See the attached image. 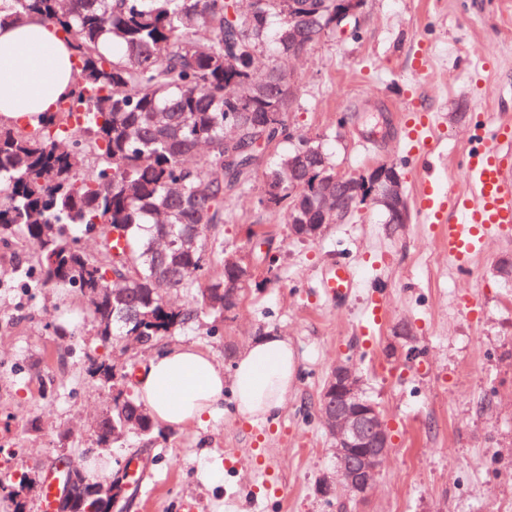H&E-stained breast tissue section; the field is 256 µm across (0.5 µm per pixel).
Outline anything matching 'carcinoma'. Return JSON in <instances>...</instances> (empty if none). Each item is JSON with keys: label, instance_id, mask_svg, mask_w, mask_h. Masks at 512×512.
Segmentation results:
<instances>
[{"label": "carcinoma", "instance_id": "cac0c4a2", "mask_svg": "<svg viewBox=\"0 0 512 512\" xmlns=\"http://www.w3.org/2000/svg\"><path fill=\"white\" fill-rule=\"evenodd\" d=\"M324 5L298 18V34L336 29V0ZM33 13L70 41L75 81L71 106L40 126L0 123V246L22 252L14 271L24 287L75 289L102 345L132 335L147 347L277 278L276 257L255 247L263 277L227 299L236 272L224 254L211 264L210 250L227 193L263 163L260 207L289 226L296 208L317 204L288 175L297 150L322 146L288 125V0H0V25ZM94 232L90 253L81 239ZM88 372L117 391L97 447L153 433L114 363L92 359ZM75 473L86 487L70 512H105L101 481ZM29 488L23 478L10 486L16 512Z\"/></svg>", "mask_w": 512, "mask_h": 512}]
</instances>
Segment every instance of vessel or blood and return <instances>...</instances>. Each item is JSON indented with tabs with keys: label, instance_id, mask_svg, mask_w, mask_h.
Returning <instances> with one entry per match:
<instances>
[{
	"label": "vessel or blood",
	"instance_id": "b4317fda",
	"mask_svg": "<svg viewBox=\"0 0 512 512\" xmlns=\"http://www.w3.org/2000/svg\"><path fill=\"white\" fill-rule=\"evenodd\" d=\"M428 117L414 113L404 124L406 138L415 141L420 158H427L431 143L424 135ZM512 141V126L494 124L487 113H475L471 122V143L464 157L472 190L470 193L435 195L433 184H425L418 196L419 208L428 223L438 225L442 243L457 268H471L477 244L488 234L512 230V183L505 177L506 167L498 146ZM455 220H448V213ZM326 293L348 297L352 273L344 261H337L322 283ZM63 489L55 476L48 474L43 486L42 512H58Z\"/></svg>",
	"mask_w": 512,
	"mask_h": 512
}]
</instances>
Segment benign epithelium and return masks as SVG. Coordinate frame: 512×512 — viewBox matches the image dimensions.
<instances>
[{"mask_svg": "<svg viewBox=\"0 0 512 512\" xmlns=\"http://www.w3.org/2000/svg\"><path fill=\"white\" fill-rule=\"evenodd\" d=\"M347 12L336 34L351 32L346 20L360 27L366 0H345ZM318 10L316 0H288V55L302 58L312 48L309 37L298 36L292 20L301 11ZM323 179V199L318 220L295 224L291 236L302 241L320 238L328 224H342L355 213L351 200L364 198L365 205H382L389 213L387 223H408V203L403 194V177L397 167L379 162L362 172L364 185H359L348 171L323 160L319 162ZM318 413L333 441L336 455V485L363 500L372 491L379 469L392 449V437L379 406L369 400L362 388L357 370L348 361L338 360L331 367L322 390Z\"/></svg>", "mask_w": 512, "mask_h": 512, "instance_id": "benign-epithelium-1", "label": "benign epithelium"}]
</instances>
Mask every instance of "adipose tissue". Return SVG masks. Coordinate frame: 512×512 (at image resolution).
<instances>
[{"instance_id": "1", "label": "adipose tissue", "mask_w": 512, "mask_h": 512, "mask_svg": "<svg viewBox=\"0 0 512 512\" xmlns=\"http://www.w3.org/2000/svg\"><path fill=\"white\" fill-rule=\"evenodd\" d=\"M74 86L71 52L56 27L37 17L0 27V120L36 126ZM298 374L287 338H254L224 372L192 345L158 349L136 389L153 419L171 430L204 423L232 393L234 412L248 423L275 418Z\"/></svg>"}]
</instances>
